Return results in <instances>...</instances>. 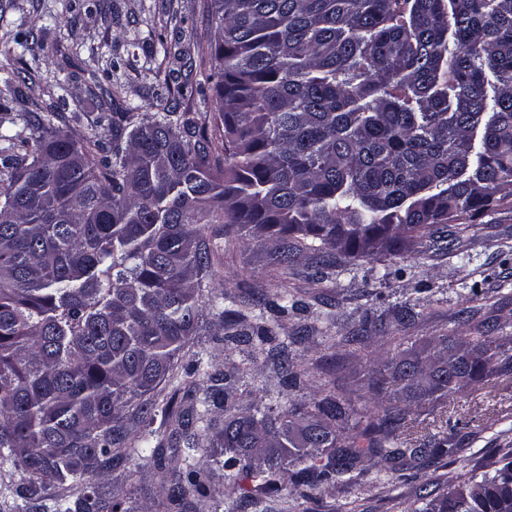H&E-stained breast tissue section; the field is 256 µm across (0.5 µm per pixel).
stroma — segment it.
Here are the masks:
<instances>
[{"instance_id":"obj_1","label":"stroma","mask_w":512,"mask_h":512,"mask_svg":"<svg viewBox=\"0 0 512 512\" xmlns=\"http://www.w3.org/2000/svg\"><path fill=\"white\" fill-rule=\"evenodd\" d=\"M27 39L20 47L19 39ZM207 0H0V149L26 125L41 120L82 139L97 130L107 93L117 105L158 101L178 112L211 120L214 69ZM458 233L454 251L422 244L380 259L329 261L313 253L288 270H272L267 248L245 244L238 234L214 237L220 257L204 297L230 296L225 309L260 313L280 289L303 308L268 316L276 342L288 345L290 359L308 372L306 385L280 384L267 358V345L229 349L211 322H204L182 353V364L200 361L201 371L236 374L241 407L273 405L285 412L311 403L321 383L336 381L362 410L372 363L394 351L393 337L418 345L452 333L460 310L468 328L490 325L512 338V197ZM409 307L411 323L398 313ZM384 323V331L374 323ZM368 324L364 339L356 334ZM308 339L293 343L302 327ZM414 434L446 441L448 452L402 465L382 457L364 460L300 496L293 467L277 476V491L249 497V482L229 488L220 466L224 451L205 447L213 492L191 498L190 512H406L426 496L450 490L473 475L493 471L512 453V374L469 385L450 394L434 414L411 408ZM160 471L149 452L130 454L101 477L113 496L134 512H163ZM28 476L0 463V505L6 512H53L56 487L24 495Z\"/></svg>"}]
</instances>
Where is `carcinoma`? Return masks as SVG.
I'll return each instance as SVG.
<instances>
[{
  "label": "carcinoma",
  "instance_id": "cac0c4a2",
  "mask_svg": "<svg viewBox=\"0 0 512 512\" xmlns=\"http://www.w3.org/2000/svg\"><path fill=\"white\" fill-rule=\"evenodd\" d=\"M209 2L220 153L206 124L144 104L81 140L48 121L37 152L0 160V448L60 489L54 512H132L95 483L143 440L123 423L128 406L170 430L176 446L150 449L155 460L184 457L161 475L182 512L186 491L211 495L207 464L191 462L206 439L256 492L276 488L285 459L312 490L367 454L443 455L411 438L407 407L432 411L512 365L488 330L419 351L394 337L363 412L327 383L286 414L220 423L209 411L235 408L233 375L197 382L196 364L174 390L182 404H157L205 310L228 345L273 340L263 315L202 301L209 225L277 242L269 263L286 269L306 251L395 255L512 196V0ZM305 375L280 362L282 381ZM408 512H512V460Z\"/></svg>",
  "mask_w": 512,
  "mask_h": 512
}]
</instances>
